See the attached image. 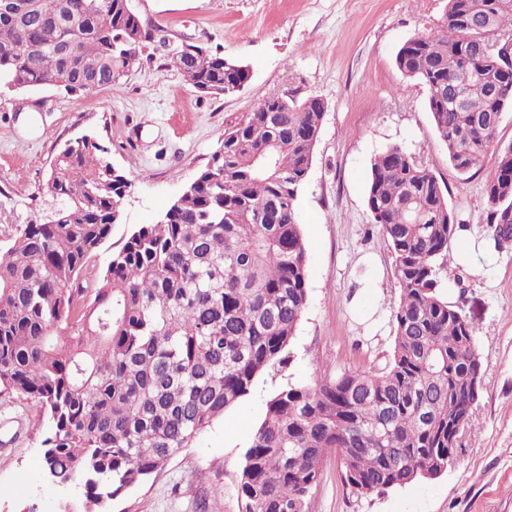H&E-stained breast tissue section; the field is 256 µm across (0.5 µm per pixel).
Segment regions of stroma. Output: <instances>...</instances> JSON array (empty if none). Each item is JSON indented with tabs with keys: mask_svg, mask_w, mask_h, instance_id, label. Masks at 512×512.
<instances>
[{
	"mask_svg": "<svg viewBox=\"0 0 512 512\" xmlns=\"http://www.w3.org/2000/svg\"><path fill=\"white\" fill-rule=\"evenodd\" d=\"M447 0H132L152 32L112 87L85 96L58 87L0 85V250L54 205L52 162L69 139L100 138L132 183L120 224L98 250L104 267L139 225L157 222L222 148L225 128L263 99L290 94L325 104L314 159L297 210L308 258V304L286 366L254 389L191 447L119 495L111 512H242L243 454L267 399L380 364L393 343L400 288L386 239L366 206L372 160L398 145L448 187L471 231L469 257L444 290L476 328L486 369L472 423L447 470L403 488L357 495L328 457L308 512H512V246L487 252L477 239L486 210L487 156L459 174L437 139L427 89L403 80L395 56L419 31L436 30ZM249 65L231 96H205L172 63L184 42ZM49 426L35 404L0 407V512H67L68 487L43 485Z\"/></svg>",
	"mask_w": 512,
	"mask_h": 512,
	"instance_id": "stroma-1",
	"label": "stroma"
}]
</instances>
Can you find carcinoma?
Wrapping results in <instances>:
<instances>
[{"label":"carcinoma","instance_id":"carcinoma-1","mask_svg":"<svg viewBox=\"0 0 512 512\" xmlns=\"http://www.w3.org/2000/svg\"><path fill=\"white\" fill-rule=\"evenodd\" d=\"M130 0H36L0 10V84L90 95L112 86L150 37ZM82 36L86 69L58 51ZM512 32V0H447L442 27L418 32L395 64L428 93L434 131L460 174L496 162L485 184L482 246H512V144L497 141L512 97V59L495 47ZM32 53L34 64L16 59ZM174 66L207 96L243 88L246 67L203 49ZM465 92L457 107L450 90ZM324 102L278 95L224 129L223 148L165 213L139 226L102 271L92 257L120 221L131 182L97 139H70L53 164L59 202L0 253V394L34 401L52 426L45 478H81L84 508L110 501L163 468L268 368L288 360L308 301L296 203L314 159ZM445 182L393 146L370 165L366 204L394 256L400 301L385 363L266 402L243 455L245 512H308L324 457L364 495L443 473L473 416L467 393L485 369L475 327L443 293L455 220Z\"/></svg>","mask_w":512,"mask_h":512}]
</instances>
